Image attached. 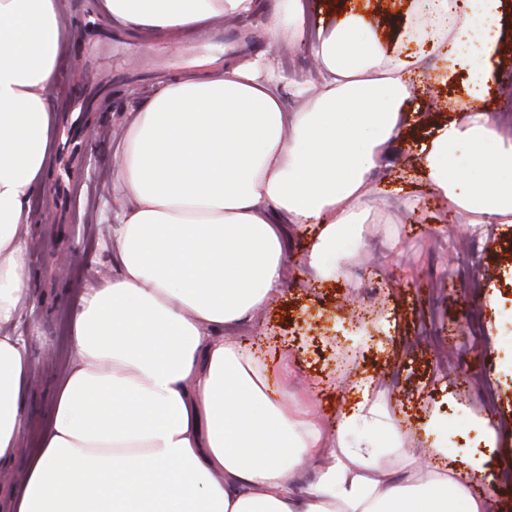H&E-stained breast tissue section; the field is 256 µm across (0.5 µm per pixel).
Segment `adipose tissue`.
<instances>
[{
    "instance_id": "adipose-tissue-1",
    "label": "adipose tissue",
    "mask_w": 512,
    "mask_h": 512,
    "mask_svg": "<svg viewBox=\"0 0 512 512\" xmlns=\"http://www.w3.org/2000/svg\"><path fill=\"white\" fill-rule=\"evenodd\" d=\"M258 6L101 3L147 36ZM500 7L430 0L388 43L357 5L315 22L309 0H277L268 46L307 44L316 76L283 77L261 56L204 63L131 114L113 172L125 201L117 266L72 319L74 359L12 512H487V498L406 448L394 421L382 453L329 433L309 402L271 400L269 367L234 330L280 293L288 225H319L316 266L351 227L376 223L369 176L405 126L424 57L444 62L445 82L464 65L471 80L421 168L462 223L512 224V137L484 105ZM68 26L66 0H0V325L28 297L29 202L45 187ZM28 367L24 345L0 336V467L14 455ZM307 460L319 468L300 496Z\"/></svg>"
}]
</instances>
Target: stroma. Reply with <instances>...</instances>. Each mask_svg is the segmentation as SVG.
<instances>
[{"label":"stroma","instance_id":"35a3bbf8","mask_svg":"<svg viewBox=\"0 0 512 512\" xmlns=\"http://www.w3.org/2000/svg\"><path fill=\"white\" fill-rule=\"evenodd\" d=\"M368 14L393 29L426 9L428 0H357ZM69 50L60 81L49 94L55 117L63 99L77 92L94 122L88 145L91 165L74 182L75 202L56 218L51 188L34 197L30 226L29 301L11 327L30 355L29 405L22 415L14 461L0 485L21 482L36 459L58 378L73 359L69 323L84 291L100 286L115 266L112 234L119 222L112 169L122 149L120 127L157 86L199 62L235 61L269 53L286 75L310 74L301 49H269L263 24L276 0H260L259 12L233 21L235 47L220 26L177 38L140 37L99 16L96 34H83L87 0H67ZM426 78L408 102V127L393 155L372 174L369 205L380 224L350 229L337 252L358 254L343 276L323 279L308 262L315 225L288 232L287 278L266 308L260 326L238 330L242 343L259 346L277 361L283 348L294 355L297 381L273 384L274 399L293 402L307 393L330 425L372 382L377 411L356 423L348 440L384 441L383 413L406 433L409 447L437 449L439 467L461 468L467 484L490 482L489 512H512V224L458 223L431 192L419 166L420 149L434 133L422 118V100L462 96L467 71L447 85L440 63L424 61Z\"/></svg>","mask_w":512,"mask_h":512}]
</instances>
